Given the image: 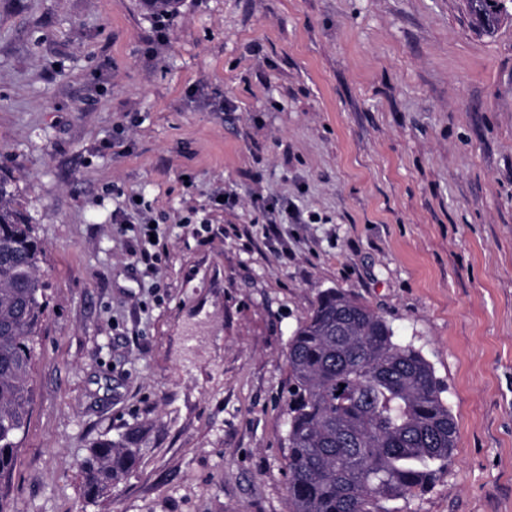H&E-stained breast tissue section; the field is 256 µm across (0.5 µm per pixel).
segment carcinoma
Returning <instances> with one entry per match:
<instances>
[{"label": "carcinoma", "instance_id": "carcinoma-1", "mask_svg": "<svg viewBox=\"0 0 512 512\" xmlns=\"http://www.w3.org/2000/svg\"><path fill=\"white\" fill-rule=\"evenodd\" d=\"M172 14L179 0H143ZM495 31L497 0H480ZM43 247L12 179L0 174V512L32 401L30 373L49 299L38 275ZM288 512H392L423 493L456 448L445 388L421 351L351 292L320 293L288 343ZM131 432L99 441L79 462L82 495L95 503L134 467Z\"/></svg>", "mask_w": 512, "mask_h": 512}]
</instances>
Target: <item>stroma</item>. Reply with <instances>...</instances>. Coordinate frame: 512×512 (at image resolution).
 <instances>
[{"label":"stroma","instance_id":"stroma-1","mask_svg":"<svg viewBox=\"0 0 512 512\" xmlns=\"http://www.w3.org/2000/svg\"><path fill=\"white\" fill-rule=\"evenodd\" d=\"M0 173L50 295L14 512H287L288 342L351 291L457 425L393 512H512V20L464 0H0ZM225 202H217L216 193ZM159 228L134 262L131 197ZM141 438L85 503L93 443Z\"/></svg>","mask_w":512,"mask_h":512}]
</instances>
